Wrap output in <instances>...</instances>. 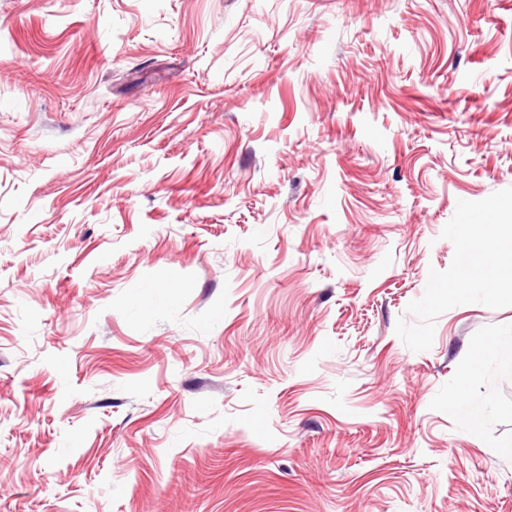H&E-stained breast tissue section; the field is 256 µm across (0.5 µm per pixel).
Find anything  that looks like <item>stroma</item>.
<instances>
[{"instance_id":"stroma-1","label":"stroma","mask_w":512,"mask_h":512,"mask_svg":"<svg viewBox=\"0 0 512 512\" xmlns=\"http://www.w3.org/2000/svg\"><path fill=\"white\" fill-rule=\"evenodd\" d=\"M509 332L512 0H0V512H512Z\"/></svg>"}]
</instances>
